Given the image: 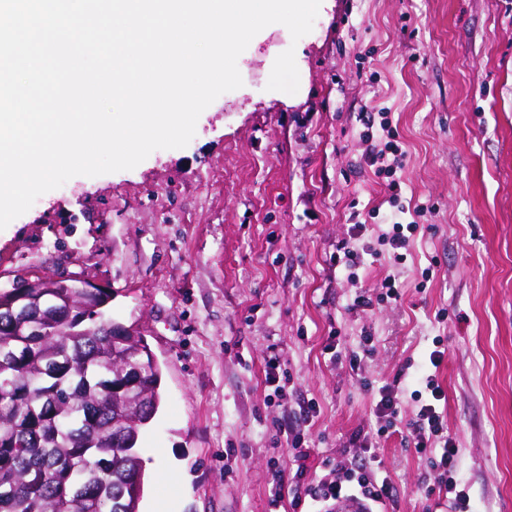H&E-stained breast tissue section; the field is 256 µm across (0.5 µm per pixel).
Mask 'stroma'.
<instances>
[{
    "label": "stroma",
    "mask_w": 512,
    "mask_h": 512,
    "mask_svg": "<svg viewBox=\"0 0 512 512\" xmlns=\"http://www.w3.org/2000/svg\"><path fill=\"white\" fill-rule=\"evenodd\" d=\"M290 48L298 92L268 90ZM238 69L186 147L73 177L0 230V285L86 278L147 340L162 404L139 443L141 512H270L272 463L295 469L297 433L306 480L366 434L392 489L379 512H451L440 450L410 436L425 392L411 368L437 348L455 477L473 512H512V0H328L299 40L266 27ZM364 112L388 114L404 153L402 219L419 229L399 261ZM387 279L397 299H381ZM363 291L380 304L350 312ZM384 386L399 396L388 429ZM162 462L177 480H156ZM398 405V394L392 389L384 386L378 390V399L375 407L379 417L386 422L384 428L393 426L396 416L398 415Z\"/></svg>",
    "instance_id": "obj_1"
}]
</instances>
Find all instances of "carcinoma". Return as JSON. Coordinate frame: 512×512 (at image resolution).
I'll return each instance as SVG.
<instances>
[{
    "instance_id": "1",
    "label": "carcinoma",
    "mask_w": 512,
    "mask_h": 512,
    "mask_svg": "<svg viewBox=\"0 0 512 512\" xmlns=\"http://www.w3.org/2000/svg\"><path fill=\"white\" fill-rule=\"evenodd\" d=\"M110 301L73 279L0 288V512H140L161 373Z\"/></svg>"
}]
</instances>
